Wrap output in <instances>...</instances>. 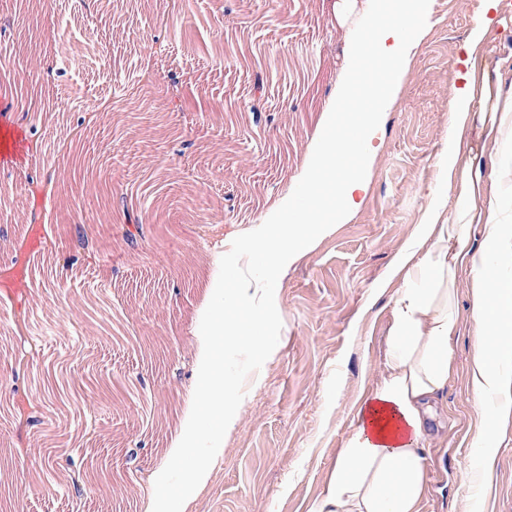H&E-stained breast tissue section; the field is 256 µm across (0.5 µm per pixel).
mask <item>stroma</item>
Here are the masks:
<instances>
[{"instance_id": "obj_1", "label": "stroma", "mask_w": 512, "mask_h": 512, "mask_svg": "<svg viewBox=\"0 0 512 512\" xmlns=\"http://www.w3.org/2000/svg\"><path fill=\"white\" fill-rule=\"evenodd\" d=\"M42 2L13 25L7 43L22 63L55 51L66 61L48 116L10 124L17 140L0 156V293H19L26 303L22 310L0 305V399L13 404L0 412L10 512H145L152 480L191 411L195 329L214 259L226 254L227 236L256 229L302 176L329 115L344 29L330 13L332 0H191L184 25L206 40L222 37L230 51L213 58L171 41L156 53L158 84L179 82L187 100L184 111L169 112L162 98L139 94L134 84L137 63L154 43L148 19L165 0H98L91 17L74 0ZM480 11L481 0H435L428 34L374 142L361 204L280 274L276 351L248 376L224 456L185 512H308L324 493L354 427L352 404L380 379L401 281L373 307L365 302L416 236L448 148V88L463 70L460 46ZM263 48L288 66L266 88L271 121L259 126L248 106ZM107 97L112 112L86 146L101 179L152 192L145 221L154 232L134 248L107 198L85 195L82 181L49 153L56 136ZM33 140L42 147L34 158L27 154ZM50 170L60 173L56 198L33 201L31 177ZM187 192L221 208V222H190ZM35 208L101 228L112 243L88 265L54 266L50 282H38L25 272L44 240L42 225L28 222ZM458 303L462 323L451 343L448 391L430 423L421 512H512V420L489 419L501 437L487 459L473 427L475 321L467 289ZM26 341L36 353L20 365L15 355ZM50 373L65 379L67 399L30 390V379ZM32 412L38 425L26 421ZM53 442L76 458L88 450L103 455L115 480L81 497L69 469L56 484L31 482ZM488 462L491 489L462 493L464 472Z\"/></svg>"}]
</instances>
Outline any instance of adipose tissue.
<instances>
[{"instance_id":"obj_1","label":"adipose tissue","mask_w":512,"mask_h":512,"mask_svg":"<svg viewBox=\"0 0 512 512\" xmlns=\"http://www.w3.org/2000/svg\"><path fill=\"white\" fill-rule=\"evenodd\" d=\"M463 48V86L448 89L452 143L415 240L389 273L402 275L374 390L356 406V424L311 512H420L429 475L424 442L433 405L452 369L458 335L459 276L469 273L476 342L472 382L481 416L512 414V290L500 272L512 266V67L478 64L476 52L512 0H482ZM451 204H444V196ZM482 225L479 245L471 228Z\"/></svg>"}]
</instances>
